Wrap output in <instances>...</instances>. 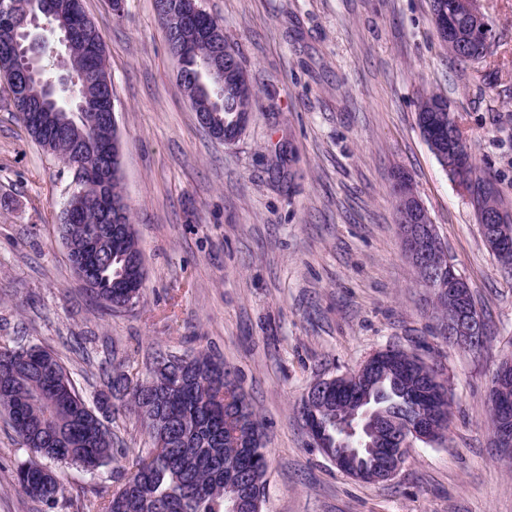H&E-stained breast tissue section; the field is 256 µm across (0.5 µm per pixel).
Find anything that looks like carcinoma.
<instances>
[{"label": "carcinoma", "instance_id": "obj_1", "mask_svg": "<svg viewBox=\"0 0 512 512\" xmlns=\"http://www.w3.org/2000/svg\"><path fill=\"white\" fill-rule=\"evenodd\" d=\"M16 23L0 26V79L18 104L15 109L27 135L44 152L66 166L78 160L91 170L83 181L84 194L71 201L76 209L67 222L60 217L63 241L77 247L85 235L98 238V268L88 275L85 288L101 307L116 311L129 301L127 284L138 281L134 260L141 255L135 230L116 233L105 208L122 194L121 181H106L98 172L111 140V130L99 122L107 98L113 94L102 33L87 16L81 0H12ZM34 15L45 20L63 19L69 26L65 63L77 78V88L51 86L56 75L53 45L40 55L22 50L19 32ZM219 28L207 12L183 31L190 71L203 67L210 44L197 38L198 28ZM193 98L197 112H212L214 120L229 128L239 111L259 107L252 83L224 75V87L209 83L194 97L189 80L181 82ZM469 192L475 208L497 210L508 226L512 215L505 210L500 192L478 166L469 170ZM224 362L199 352L182 357L160 358L154 375L145 385L130 373L106 375V385L140 414L155 448L147 457H129L115 447L112 427L76 390L60 360L38 347H0V413H5L22 445L36 458L96 470L118 463L122 482L102 497L97 512H226L227 496L236 493L245 507L255 512L262 497L266 457L262 438L255 437L261 424L246 394ZM364 406L371 408L365 431L377 442V422L391 414L408 417L413 412L404 388L390 374L383 375L366 391ZM361 412L347 399L331 409H302V416L318 418L331 427ZM16 484L32 499L54 503L65 497L63 479L31 460L15 470Z\"/></svg>", "mask_w": 512, "mask_h": 512}]
</instances>
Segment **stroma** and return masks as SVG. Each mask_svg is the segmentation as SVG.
I'll list each match as a JSON object with an SVG mask.
<instances>
[{"label":"stroma","instance_id":"obj_1","mask_svg":"<svg viewBox=\"0 0 512 512\" xmlns=\"http://www.w3.org/2000/svg\"><path fill=\"white\" fill-rule=\"evenodd\" d=\"M237 43L256 109L228 145L197 122L153 0H84L104 35L122 148L123 193L145 288L108 313L73 272L59 232L72 175L25 133L0 80V346L54 352L95 402L104 373L149 380L156 360L224 361L262 423L261 512H512V454L495 448L488 403L512 352V270L486 244L470 194L442 169L417 123L422 96L447 99L479 167L512 211V0H480L494 40L476 64L452 59L430 0H201ZM405 170L488 332L448 346L403 247L392 193ZM395 346L450 389L448 434L415 443L369 483L341 471L301 416L309 387ZM118 447L153 441L129 406ZM31 455L0 416V512H90L115 467L61 469L45 504L14 482Z\"/></svg>","mask_w":512,"mask_h":512}]
</instances>
